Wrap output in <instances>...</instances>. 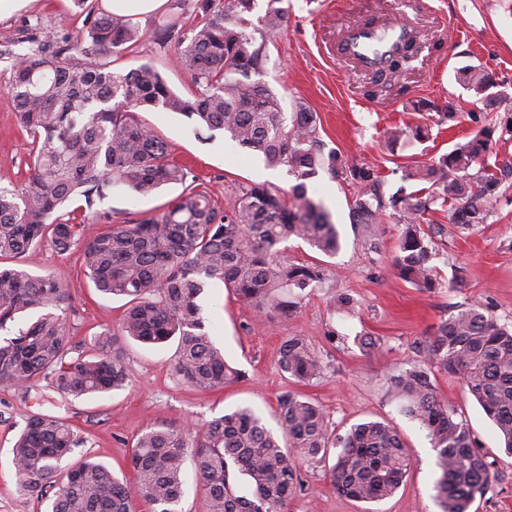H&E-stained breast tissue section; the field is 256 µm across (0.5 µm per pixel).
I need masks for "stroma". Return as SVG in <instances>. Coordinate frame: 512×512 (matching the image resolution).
Wrapping results in <instances>:
<instances>
[{
    "mask_svg": "<svg viewBox=\"0 0 512 512\" xmlns=\"http://www.w3.org/2000/svg\"><path fill=\"white\" fill-rule=\"evenodd\" d=\"M392 2L284 0L286 22L269 42V60L258 76L259 82L283 96L285 112H294L302 103L317 113L326 146L356 164L376 167L389 194L401 187L418 189V182H403L406 168L430 162L482 127L499 130L512 123V0H411L401 12L392 9ZM102 10L101 0H85L80 7L74 0H31L28 7L0 19L1 186L26 180L31 150L10 92L9 52L52 35H78L87 14ZM353 16L369 17L377 24L401 19L421 33L424 48L412 69L399 78L407 93L392 90L368 96L372 73L337 60L336 47ZM154 21L151 15L139 17L144 35L125 50L117 65L130 69L153 63L171 88L188 93L190 78L177 68L173 46L157 45ZM467 66L491 75L497 100L493 109H486L482 96L459 83L458 72ZM449 103L457 107L456 119L442 117ZM139 117L169 143L200 189L218 204H227L255 184L284 192L296 182L287 168L266 167L262 158L244 151L229 135L199 141L180 114L157 108L140 111ZM397 125L429 126L431 137L422 143L390 144L383 133ZM307 189L330 212L341 248L329 257L296 238L283 243V262L316 266L322 277L318 287L307 289L297 311L286 318L259 319L232 289L220 285L208 289L201 301L213 340L228 361L245 371V378L203 392L174 378L175 342H128V384L68 404L71 424L89 437L85 447L68 456V463L90 457L114 476L127 477L130 451L142 432L163 424L208 420L239 406L252 407L272 427L279 395L292 390L317 403L332 430L341 435L360 422H391L408 443L412 462L396 494L373 503L340 495L327 468L300 462L305 487L285 512H440L434 490L436 453L425 431L400 413L388 378L418 360L421 345L441 320L473 301L483 303L499 324L512 328V183L502 186L486 223L462 230L439 212L424 225L435 251L438 286L431 290L398 276L397 224L386 222L378 249L370 248L362 227L352 222L354 186L322 174L309 180ZM181 191L173 185L142 197L117 189L96 208L111 213L113 223L134 224L161 214ZM23 264L31 273L53 275L69 289L73 300L67 316L75 340H90L103 327L119 324L123 300L96 291L78 249L60 252L43 245L24 257ZM458 276L463 283L456 287L452 281ZM341 295L353 299L352 309L337 306ZM294 335L304 337L321 356L325 370L320 378L302 383L281 371V346ZM430 377L440 398L469 427L492 464L491 483L472 512H512V456L503 452L496 426L460 380L436 366ZM40 409L39 393L23 400L14 387L0 384V512H40L36 500L17 492L12 465L13 445L27 418Z\"/></svg>",
    "mask_w": 512,
    "mask_h": 512,
    "instance_id": "obj_1",
    "label": "stroma"
}]
</instances>
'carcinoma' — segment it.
<instances>
[{
    "instance_id": "cac0c4a2",
    "label": "carcinoma",
    "mask_w": 512,
    "mask_h": 512,
    "mask_svg": "<svg viewBox=\"0 0 512 512\" xmlns=\"http://www.w3.org/2000/svg\"><path fill=\"white\" fill-rule=\"evenodd\" d=\"M270 2L254 23L249 15L255 0H170L157 27L164 41L176 40L177 63L193 84L187 95L174 92L152 63L129 71L113 67L110 58L142 36L139 23L125 16L99 13L62 46L49 43L13 55L11 93L32 154L27 181L0 186V257L20 259L46 241L61 252L77 248L95 288L127 300V309L117 327L76 341L66 326L67 288L50 274L0 267V330L22 313H39L27 328L0 340V383L24 398L41 381L62 401L108 393L127 381L125 342L171 339L177 341L172 368L179 382L207 391L244 378L207 332L198 300L221 283L260 314L286 318L297 309L321 274L314 266L281 262V245L295 237L328 255L340 248L336 225L307 195L306 181L320 173L357 187L352 219L365 228L371 248L378 247L384 217L401 226L395 268L418 288L436 285L432 240L421 229L428 215L446 212L449 223L464 228L487 220L503 181L512 177V161L485 160L491 127L405 173L424 186L411 192L401 187L387 197L374 167L325 150L315 113L300 104L287 115L272 89L251 80L264 68L267 42L286 19L276 6L280 0ZM188 24L191 36L184 38ZM415 45L410 33L386 48L373 72L381 77L407 66ZM464 80L493 105L482 70L469 68ZM157 107L185 116L200 135L228 134L268 166L287 167L297 183L285 196L254 185L218 206L188 182L191 171L168 142L137 119L139 110ZM427 136L420 126L389 132L394 143ZM167 184L184 189L155 218L100 232L60 218L81 197L93 217L109 221V213L93 206L113 188L148 196ZM420 356L390 376L389 389L436 451L441 512H471L491 482L490 464L467 425L439 398L430 367L437 364L463 382L512 454V330L476 302L442 320ZM280 368L308 382L320 376L323 361L303 337L290 336ZM279 409L277 433L249 407L192 427L147 430L131 448L133 481L123 483L89 458L62 468L61 461L87 439L60 411H40L27 418L12 449L17 490L47 505L46 512H137L142 502L154 512H178L190 459L205 512H284L304 489L298 461L321 464L333 448L330 475L339 493L376 502L400 488L410 459L390 423L361 422L337 435L320 407L290 391L280 395ZM241 475L252 488L249 497L238 493Z\"/></svg>"
}]
</instances>
